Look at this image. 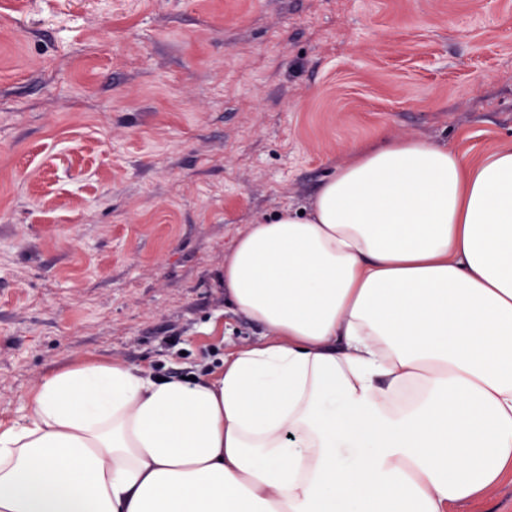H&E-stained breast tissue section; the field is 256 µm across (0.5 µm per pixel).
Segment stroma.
Masks as SVG:
<instances>
[{
	"label": "stroma",
	"mask_w": 512,
	"mask_h": 512,
	"mask_svg": "<svg viewBox=\"0 0 512 512\" xmlns=\"http://www.w3.org/2000/svg\"><path fill=\"white\" fill-rule=\"evenodd\" d=\"M379 130L512 147V0H0V426L88 356L258 340L234 240Z\"/></svg>",
	"instance_id": "stroma-1"
}]
</instances>
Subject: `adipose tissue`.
<instances>
[{
  "label": "adipose tissue",
  "instance_id": "obj_1",
  "mask_svg": "<svg viewBox=\"0 0 512 512\" xmlns=\"http://www.w3.org/2000/svg\"><path fill=\"white\" fill-rule=\"evenodd\" d=\"M237 237L217 375L88 358L0 429V512H453L512 473V147L353 144Z\"/></svg>",
  "mask_w": 512,
  "mask_h": 512
}]
</instances>
